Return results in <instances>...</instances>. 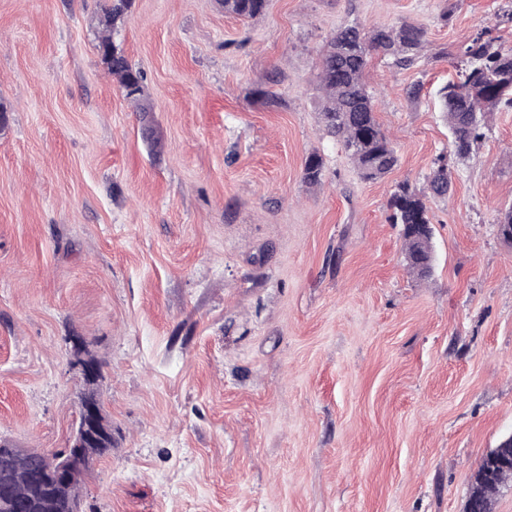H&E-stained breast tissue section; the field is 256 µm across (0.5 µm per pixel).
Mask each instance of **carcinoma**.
I'll use <instances>...</instances> for the list:
<instances>
[{
  "mask_svg": "<svg viewBox=\"0 0 512 512\" xmlns=\"http://www.w3.org/2000/svg\"><path fill=\"white\" fill-rule=\"evenodd\" d=\"M224 13L244 19L260 16L267 0H219ZM423 28L404 23L397 27H376L365 31L355 26L339 29L322 53L319 83L324 105L322 122L328 133L341 141L349 151L356 168L365 180L378 179L398 163L391 143L375 118L373 96L364 80L369 57L377 53L393 59L398 65L412 63L424 41ZM489 30L477 33L464 47L455 65L456 75L438 91V105L453 132L454 155L469 156L485 136L484 129L492 113L504 106L512 107V48L494 45ZM98 49L118 80L125 98L134 102L140 112L152 111L144 98V74L132 68L110 38L103 37ZM323 158L308 156L303 180L317 185L322 180ZM451 177L446 156L441 155L427 177V192H418L403 183L391 195L389 219L403 226L404 252L408 267L420 279L431 269L430 232L414 230L416 224L430 223L425 202L427 195L448 193ZM55 456L21 449L14 455L10 479L19 500L20 512H42L40 493L29 481V474L51 469ZM512 478V467L497 471L493 479L475 489L490 512L491 502L501 484ZM84 481L68 483L63 489L64 507L81 505Z\"/></svg>",
  "mask_w": 512,
  "mask_h": 512,
  "instance_id": "obj_1",
  "label": "carcinoma"
}]
</instances>
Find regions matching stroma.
<instances>
[{"label": "stroma", "mask_w": 512, "mask_h": 512, "mask_svg": "<svg viewBox=\"0 0 512 512\" xmlns=\"http://www.w3.org/2000/svg\"><path fill=\"white\" fill-rule=\"evenodd\" d=\"M111 2L0 0V440L69 447L79 337L113 436L82 512H466L512 434V109L459 159L436 92L483 28L512 48V0ZM404 22L418 58L365 71L398 165L366 180L321 121V54ZM443 153L421 280L388 201ZM219 2L225 14L254 19L264 12L267 0H219ZM98 49L109 65L112 75L117 78L125 98L134 102L139 112L152 111L150 102L144 98L143 94V72L132 68L126 57L118 51L108 36L102 37ZM512 463V436L503 439L497 448H494L486 459V468L483 476H488L496 468L508 466ZM480 477V480L483 478Z\"/></svg>", "instance_id": "stroma-1"}]
</instances>
